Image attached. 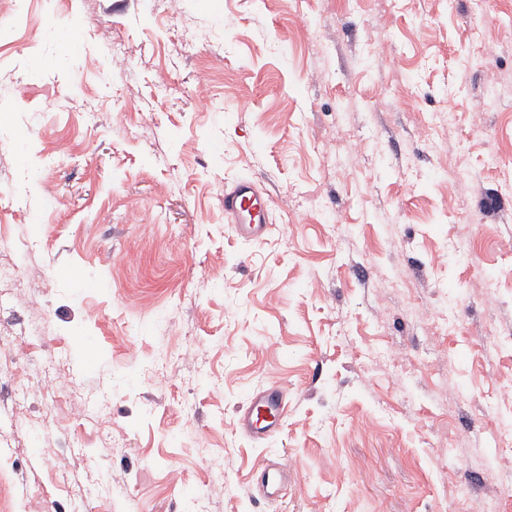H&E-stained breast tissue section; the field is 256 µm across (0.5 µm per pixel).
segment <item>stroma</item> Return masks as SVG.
Segmentation results:
<instances>
[{"label":"stroma","mask_w":512,"mask_h":512,"mask_svg":"<svg viewBox=\"0 0 512 512\" xmlns=\"http://www.w3.org/2000/svg\"><path fill=\"white\" fill-rule=\"evenodd\" d=\"M148 4L27 0L0 23V192L21 197L0 207V262L45 274L0 282V337L46 326L37 360L65 344L73 406L98 398L121 444L102 443L91 415L81 452L67 417L38 434L1 427L0 496L70 512L72 488L97 484L90 512H480L494 497L512 512L486 462L512 421V0H168L150 23ZM382 43L407 76L374 58ZM203 81L221 110H195ZM442 168L481 176L433 180ZM241 178L267 199L259 244L224 217ZM132 208L141 223L125 222ZM338 210L344 237L323 222ZM123 251L136 261L114 265ZM423 303L434 317L416 316ZM393 347L404 363L384 358ZM273 384L288 409L259 443L234 417ZM272 460L308 480L266 500L257 477Z\"/></svg>","instance_id":"1"}]
</instances>
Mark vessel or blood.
<instances>
[{"mask_svg":"<svg viewBox=\"0 0 512 512\" xmlns=\"http://www.w3.org/2000/svg\"><path fill=\"white\" fill-rule=\"evenodd\" d=\"M224 215L236 227L245 240L262 242L270 230L266 198L256 185L248 179H239L224 189ZM286 411L285 391L272 386L250 394L248 405L238 414L236 424L241 432L261 441L276 435L280 419ZM285 473L277 467L265 469L261 480L265 496L276 498L282 495Z\"/></svg>","mask_w":512,"mask_h":512,"instance_id":"obj_1","label":"vessel or blood"}]
</instances>
